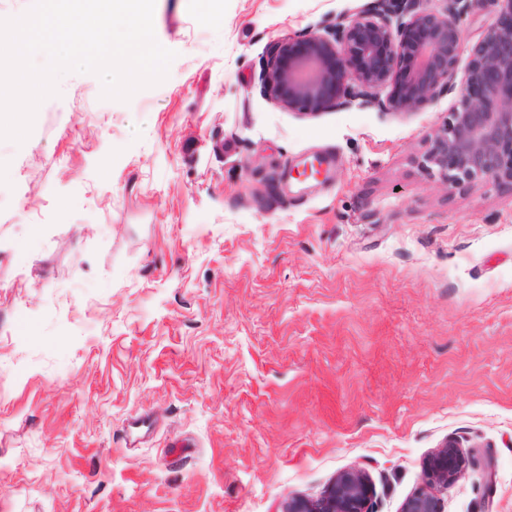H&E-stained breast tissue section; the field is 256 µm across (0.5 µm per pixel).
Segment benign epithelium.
Returning <instances> with one entry per match:
<instances>
[{
  "instance_id": "7a95c632",
  "label": "benign epithelium",
  "mask_w": 512,
  "mask_h": 512,
  "mask_svg": "<svg viewBox=\"0 0 512 512\" xmlns=\"http://www.w3.org/2000/svg\"><path fill=\"white\" fill-rule=\"evenodd\" d=\"M370 0L346 22L282 45L267 59L260 94L277 107L313 115L353 104L405 112L452 90L462 52L460 16L487 0ZM499 4L496 23L470 50L457 105L421 166L448 189L489 181L512 188V0ZM386 95H381L383 90ZM448 440L432 456L424 485L400 512H441L435 491L455 481L470 459ZM484 486L497 478L494 459L482 460ZM372 485L359 470L342 472L317 502L290 499L284 512H372Z\"/></svg>"
}]
</instances>
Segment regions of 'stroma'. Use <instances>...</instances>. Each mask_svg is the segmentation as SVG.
Wrapping results in <instances>:
<instances>
[{
  "mask_svg": "<svg viewBox=\"0 0 512 512\" xmlns=\"http://www.w3.org/2000/svg\"><path fill=\"white\" fill-rule=\"evenodd\" d=\"M367 0H155L167 78L66 73L0 140V512H281L365 472L399 512H512V190L420 166L454 90L314 116L276 43ZM456 440L448 439L432 456L425 474L424 485L406 498L400 512H443L435 491L455 481L463 469L470 463L462 456Z\"/></svg>",
  "mask_w": 512,
  "mask_h": 512,
  "instance_id": "1",
  "label": "stroma"
}]
</instances>
